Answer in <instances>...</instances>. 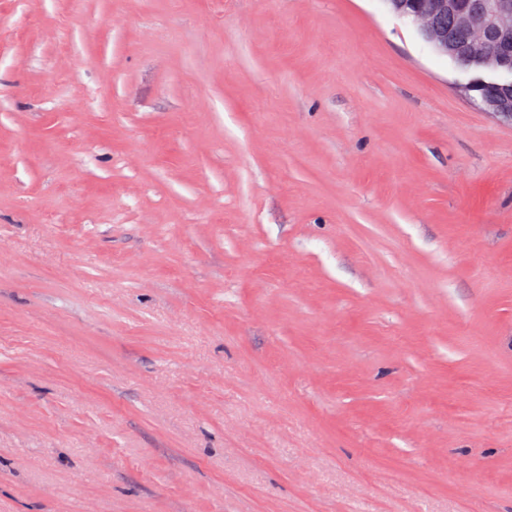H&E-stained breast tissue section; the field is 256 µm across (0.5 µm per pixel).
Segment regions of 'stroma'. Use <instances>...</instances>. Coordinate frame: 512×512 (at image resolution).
<instances>
[{
    "label": "stroma",
    "mask_w": 512,
    "mask_h": 512,
    "mask_svg": "<svg viewBox=\"0 0 512 512\" xmlns=\"http://www.w3.org/2000/svg\"><path fill=\"white\" fill-rule=\"evenodd\" d=\"M384 0H0V512H512V122Z\"/></svg>",
    "instance_id": "35a3bbf8"
}]
</instances>
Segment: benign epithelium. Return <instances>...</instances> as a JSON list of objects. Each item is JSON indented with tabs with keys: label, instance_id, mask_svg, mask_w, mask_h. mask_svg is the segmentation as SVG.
Here are the masks:
<instances>
[{
	"label": "benign epithelium",
	"instance_id": "obj_1",
	"mask_svg": "<svg viewBox=\"0 0 512 512\" xmlns=\"http://www.w3.org/2000/svg\"><path fill=\"white\" fill-rule=\"evenodd\" d=\"M422 39L464 71L486 109L512 120V0H390Z\"/></svg>",
	"mask_w": 512,
	"mask_h": 512
}]
</instances>
